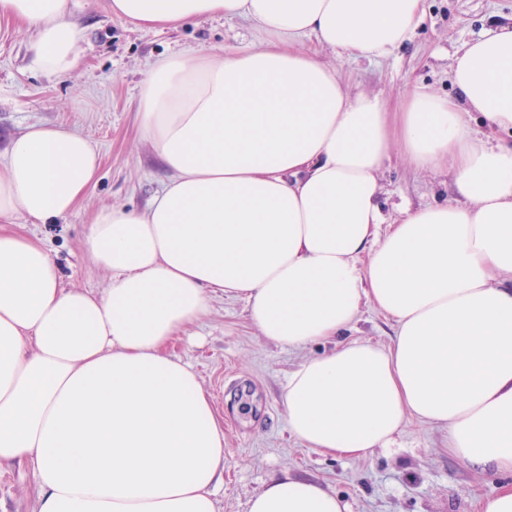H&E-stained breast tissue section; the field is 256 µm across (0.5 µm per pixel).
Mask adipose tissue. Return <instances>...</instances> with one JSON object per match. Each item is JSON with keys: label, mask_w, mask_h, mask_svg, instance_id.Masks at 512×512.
<instances>
[{"label": "adipose tissue", "mask_w": 512, "mask_h": 512, "mask_svg": "<svg viewBox=\"0 0 512 512\" xmlns=\"http://www.w3.org/2000/svg\"><path fill=\"white\" fill-rule=\"evenodd\" d=\"M116 17L176 29L244 18L265 47L190 50L141 81L139 129L169 173L143 211L105 207L86 253L102 292L65 286L16 215L71 214L100 157L77 129L34 124L0 153V472L31 471L32 512H218L224 428L198 374L169 352L219 296L241 298L278 346L333 341L288 376L291 434L332 455L387 447L407 418L448 452L512 472V27L465 44L444 98L414 86L391 107L350 93L303 37L374 59L407 41L424 0H109ZM31 33L28 67L79 61L68 0H0ZM480 117L489 135H473ZM448 172L456 200L404 210L386 235L392 156ZM371 305L389 345L343 334ZM248 512H346L335 491L284 471Z\"/></svg>", "instance_id": "obj_1"}]
</instances>
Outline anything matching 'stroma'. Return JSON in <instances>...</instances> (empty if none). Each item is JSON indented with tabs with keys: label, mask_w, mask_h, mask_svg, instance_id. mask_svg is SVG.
<instances>
[{
	"label": "stroma",
	"mask_w": 512,
	"mask_h": 512,
	"mask_svg": "<svg viewBox=\"0 0 512 512\" xmlns=\"http://www.w3.org/2000/svg\"><path fill=\"white\" fill-rule=\"evenodd\" d=\"M81 33L76 69L58 79L27 67L30 34L0 16V151L11 135L32 124L79 130L102 158L97 179L77 209L51 224H26L58 264L66 285L96 292L109 275L90 264L84 241L95 211L147 209L168 174L139 131L137 106L143 73L157 60L187 49L236 52L258 48L267 34L242 18H205L175 30L141 29L109 12L107 0H69ZM512 24V0H425V16L412 38L374 60H337L352 90L398 102L422 84L455 95L453 55L464 43ZM382 203L389 219L403 210L452 199L448 175L427 176L392 159L382 174ZM285 350L261 336L243 299L217 298L208 313L170 347L191 366L224 426V484L219 512H247L249 499L282 471L336 491L350 512H476L512 477H489L448 452L443 430L407 419L391 447L354 458L305 447L288 430L284 386L304 358L325 352ZM33 477L0 474V512H30Z\"/></svg>",
	"instance_id": "stroma-1"
}]
</instances>
